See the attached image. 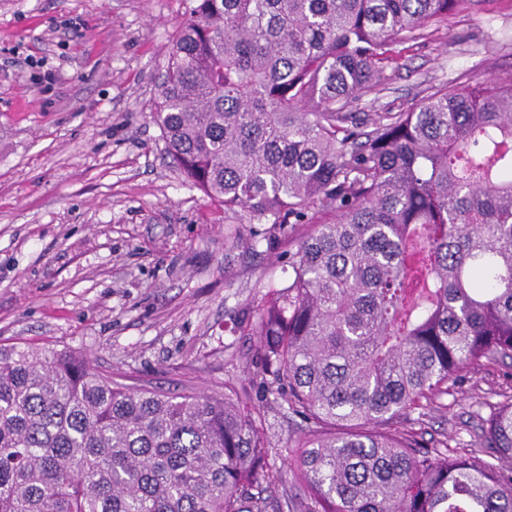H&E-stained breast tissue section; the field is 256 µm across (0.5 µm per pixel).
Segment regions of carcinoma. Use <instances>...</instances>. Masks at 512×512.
<instances>
[{
  "instance_id": "carcinoma-1",
  "label": "carcinoma",
  "mask_w": 512,
  "mask_h": 512,
  "mask_svg": "<svg viewBox=\"0 0 512 512\" xmlns=\"http://www.w3.org/2000/svg\"><path fill=\"white\" fill-rule=\"evenodd\" d=\"M465 0H193L155 112L235 224L295 244L242 331L253 383L303 422L306 512H512V393L486 449L426 415L512 365V71L365 120L399 44ZM241 396L131 388L68 349L0 347V512H290Z\"/></svg>"
}]
</instances>
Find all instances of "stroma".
Listing matches in <instances>:
<instances>
[{
	"label": "stroma",
	"mask_w": 512,
	"mask_h": 512,
	"mask_svg": "<svg viewBox=\"0 0 512 512\" xmlns=\"http://www.w3.org/2000/svg\"><path fill=\"white\" fill-rule=\"evenodd\" d=\"M190 4L0 0V345L66 348L128 385L235 387L264 413L302 512L287 449L301 422L253 386L256 337L230 330L287 277L288 240L230 223L171 164L154 119ZM395 58L354 102L364 118L512 71V0H465ZM510 387L503 368L470 370L425 417L424 443L480 439L479 403Z\"/></svg>",
	"instance_id": "obj_1"
}]
</instances>
